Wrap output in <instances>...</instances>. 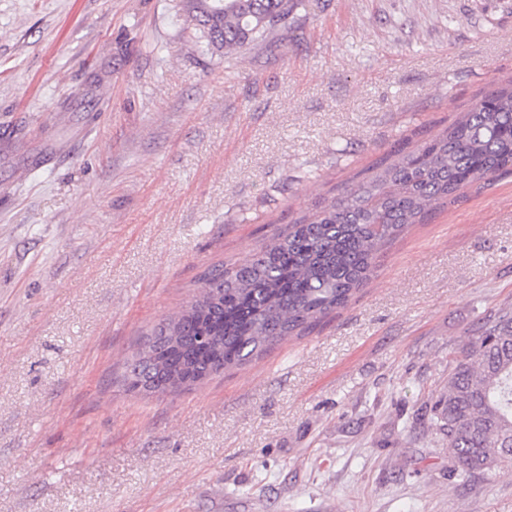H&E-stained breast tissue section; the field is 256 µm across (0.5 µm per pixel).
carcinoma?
I'll return each mask as SVG.
<instances>
[{
    "label": "carcinoma",
    "instance_id": "carcinoma-1",
    "mask_svg": "<svg viewBox=\"0 0 512 512\" xmlns=\"http://www.w3.org/2000/svg\"><path fill=\"white\" fill-rule=\"evenodd\" d=\"M293 0H178L204 52L234 55L288 17ZM512 174V80L435 135L403 139L355 185L325 198L273 233L251 257L209 269L205 287L163 318L126 365L124 382L192 372L209 378L311 333L346 308L378 256L413 224ZM448 442L461 481L512 471V309L450 352L443 393L425 404Z\"/></svg>",
    "mask_w": 512,
    "mask_h": 512
}]
</instances>
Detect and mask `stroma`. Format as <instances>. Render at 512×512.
<instances>
[{"instance_id":"obj_1","label":"stroma","mask_w":512,"mask_h":512,"mask_svg":"<svg viewBox=\"0 0 512 512\" xmlns=\"http://www.w3.org/2000/svg\"><path fill=\"white\" fill-rule=\"evenodd\" d=\"M176 0H0V512H512L422 407L512 305V177L411 226L315 332L123 381L210 267L512 79V0H297L234 56Z\"/></svg>"}]
</instances>
